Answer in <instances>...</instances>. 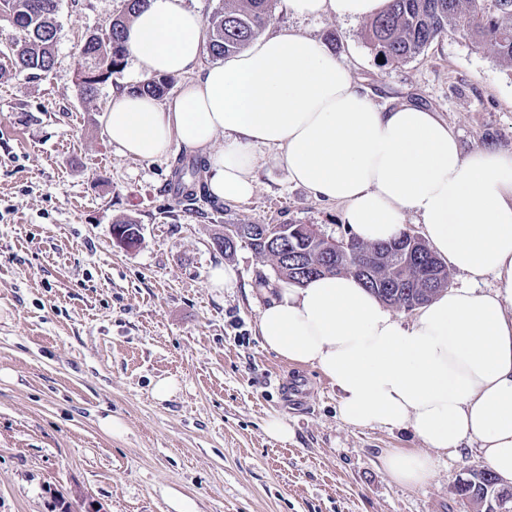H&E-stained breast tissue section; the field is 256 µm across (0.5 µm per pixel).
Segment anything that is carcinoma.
<instances>
[{
	"label": "carcinoma",
	"mask_w": 512,
	"mask_h": 512,
	"mask_svg": "<svg viewBox=\"0 0 512 512\" xmlns=\"http://www.w3.org/2000/svg\"><path fill=\"white\" fill-rule=\"evenodd\" d=\"M144 2L126 0L125 12L108 18L81 45L78 88L83 99L91 100L97 94L99 83L88 80V74L97 70V65L110 62L115 69L124 61L127 55L125 28ZM57 8L58 0H0V12L6 13L18 33L9 56L14 73L34 76L53 69L58 31ZM271 9L272 0H224V5L217 7L207 22L208 53L218 60L247 47L269 23ZM449 34L486 46L501 62L512 65V0H389L386 10L370 19L366 26L369 45L377 55L383 56L384 62L391 64L415 58L433 41ZM169 86L167 77L153 76L144 80L138 89L160 97ZM200 168L201 164L196 160H178L175 176L183 197L188 201L197 200L198 192L204 191L198 187V181H184L188 175L195 176ZM270 228L269 224H228L224 226V233L214 237V243L227 256L234 252L229 238L244 240L257 255L273 262V269L280 278L304 284L274 263L273 256L267 253L263 235ZM348 242L353 248V256L341 260L324 274H352L389 306L410 310L413 304H425L438 291L448 287L450 273L447 264L429 248H418L407 232L389 242L364 243L352 237ZM286 245L288 253H303L313 261L322 259L334 248L326 239L316 243L306 235H291ZM387 248L402 255L422 251L427 258L425 268L411 269L407 282L398 291L385 287L393 275L391 268L367 264L372 254ZM470 477L471 483L459 490V495L480 499L493 495L495 476L491 470L473 469Z\"/></svg>",
	"instance_id": "obj_1"
}]
</instances>
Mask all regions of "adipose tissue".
<instances>
[{"instance_id": "ef3b65f1", "label": "adipose tissue", "mask_w": 512, "mask_h": 512, "mask_svg": "<svg viewBox=\"0 0 512 512\" xmlns=\"http://www.w3.org/2000/svg\"><path fill=\"white\" fill-rule=\"evenodd\" d=\"M285 4L299 18L357 21L380 14L387 0ZM125 40L142 77L189 81L166 103L113 90L105 130L121 154L151 161L183 145L205 159L214 196L244 201L263 146L292 182L341 205L357 239H393L407 215L417 217L432 251L466 286L439 291L407 322L349 274L283 282L259 311L260 336L288 362L318 368L337 388L347 423L412 431L420 448L383 458L395 484L427 485L433 451L465 446L512 479V153H464L435 112L407 102L377 107L321 41L291 29L203 68L200 15L185 0H147ZM489 275L496 291H477Z\"/></svg>"}]
</instances>
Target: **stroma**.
<instances>
[{
	"instance_id": "35a3bbf8",
	"label": "stroma",
	"mask_w": 512,
	"mask_h": 512,
	"mask_svg": "<svg viewBox=\"0 0 512 512\" xmlns=\"http://www.w3.org/2000/svg\"><path fill=\"white\" fill-rule=\"evenodd\" d=\"M124 0H60L55 65L10 73L16 32L0 19V512H491L456 486L484 462L471 449L436 459L424 487L387 476L382 456L415 448L405 430L362 428L340 414L335 387L315 367L264 349L260 288L275 279L246 245L232 256L213 238L228 224H311L348 238L342 208L320 201L267 162L245 202L195 207L168 190L172 146L151 162L119 154L104 130L113 89L134 79L123 62L88 103L78 91L86 34ZM319 39L382 107L430 109L464 152L512 151V68L458 36L398 65L379 62L365 21L303 20L274 0L264 35ZM140 226L118 246L116 222ZM217 266L233 283L210 285ZM177 390L157 399L158 380ZM110 416L121 434L105 431ZM285 420L282 444L265 423Z\"/></svg>"
}]
</instances>
